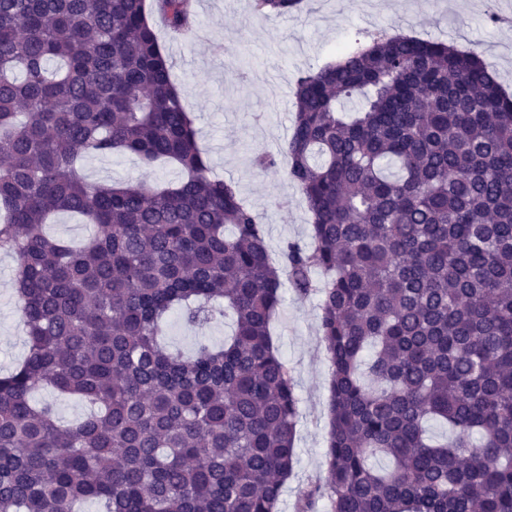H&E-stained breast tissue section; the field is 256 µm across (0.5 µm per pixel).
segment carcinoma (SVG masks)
<instances>
[{"instance_id":"obj_1","label":"carcinoma","mask_w":512,"mask_h":512,"mask_svg":"<svg viewBox=\"0 0 512 512\" xmlns=\"http://www.w3.org/2000/svg\"><path fill=\"white\" fill-rule=\"evenodd\" d=\"M156 16L193 32V0H0V251L28 344L0 375V512H278L299 422L270 331L286 283L319 298L330 369L296 512H512V97L477 53L384 30L303 72L282 153L310 241L275 263L208 175ZM84 152L183 177L90 183ZM60 211L95 234L47 236ZM176 311L234 330L184 355L163 342ZM42 389L89 408L64 425Z\"/></svg>"}]
</instances>
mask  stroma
I'll use <instances>...</instances> for the list:
<instances>
[{
    "label": "stroma",
    "mask_w": 512,
    "mask_h": 512,
    "mask_svg": "<svg viewBox=\"0 0 512 512\" xmlns=\"http://www.w3.org/2000/svg\"><path fill=\"white\" fill-rule=\"evenodd\" d=\"M306 12L265 17L251 0H197L198 28L167 46L171 75L184 87V105L194 117L197 143L213 175L235 182L267 231L272 256L286 242L309 240L310 214L288 176L287 162L273 170L254 166L259 152L276 151L292 132L294 89L299 74L335 61L339 47L378 30H408L422 39H452L476 52L512 94V0H307ZM83 174L96 183L168 184L177 167H148L131 154L88 153ZM14 261L0 254V373L27 352L25 327L16 303ZM315 297L285 290L272 322V336L293 370L299 398L297 459L285 483L279 512H294L300 491L323 466L328 432L329 362L320 341ZM228 319L203 327L169 317V344L190 352L198 338L223 344Z\"/></svg>",
    "instance_id": "1"
}]
</instances>
